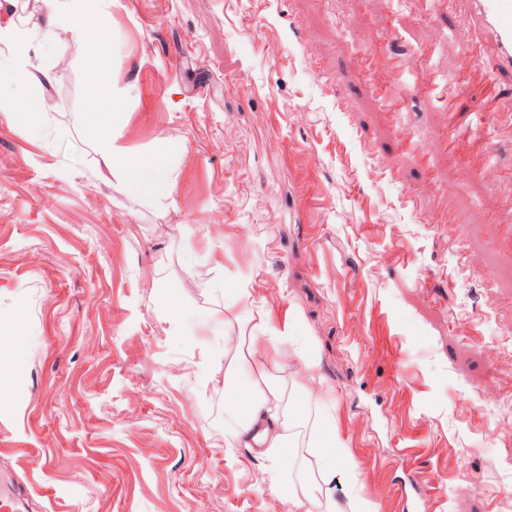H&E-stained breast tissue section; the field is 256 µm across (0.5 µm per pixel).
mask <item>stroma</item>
I'll return each instance as SVG.
<instances>
[{"label":"stroma","instance_id":"stroma-1","mask_svg":"<svg viewBox=\"0 0 512 512\" xmlns=\"http://www.w3.org/2000/svg\"><path fill=\"white\" fill-rule=\"evenodd\" d=\"M101 7L112 115L87 111L79 37L36 34L0 89V475L30 512H288L287 479L224 442V338L262 315L330 389L337 499L512 512V233L486 220L512 203V126L455 88L448 0ZM451 118L481 141L456 164ZM100 128L162 156L166 207L88 180Z\"/></svg>","mask_w":512,"mask_h":512}]
</instances>
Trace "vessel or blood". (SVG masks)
I'll list each match as a JSON object with an SVG mask.
<instances>
[{"instance_id": "1", "label": "vessel or blood", "mask_w": 512, "mask_h": 512, "mask_svg": "<svg viewBox=\"0 0 512 512\" xmlns=\"http://www.w3.org/2000/svg\"><path fill=\"white\" fill-rule=\"evenodd\" d=\"M472 31L492 54L498 73L512 75V0H461ZM28 489L22 483L0 487V512H24Z\"/></svg>"}]
</instances>
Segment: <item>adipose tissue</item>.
Instances as JSON below:
<instances>
[{"instance_id":"obj_1","label":"adipose tissue","mask_w":512,"mask_h":512,"mask_svg":"<svg viewBox=\"0 0 512 512\" xmlns=\"http://www.w3.org/2000/svg\"><path fill=\"white\" fill-rule=\"evenodd\" d=\"M37 13L29 15L26 26L8 22L0 25V43L14 57V71L25 74V62L39 29L51 31L56 42H65L76 33H94L86 50L87 82L95 102L117 101L122 90L99 77L103 34L107 17L100 0H38ZM100 162L95 177L115 179L122 189L139 193L150 203L163 205L162 192L169 172L160 158L129 159L122 146L107 136L97 140ZM290 339L288 332L268 322L251 324L246 339L224 346V390L232 392L241 370L251 376L249 393L243 402H231L224 438L243 448L262 449L273 468L294 471L297 487L288 490V512H377L362 497H352L350 505L338 502L333 492L336 460L346 458V445L326 425L335 418L325 407L323 379L314 362H306L301 381L285 386L278 370L280 345ZM308 452L296 456L297 445Z\"/></svg>"}]
</instances>
